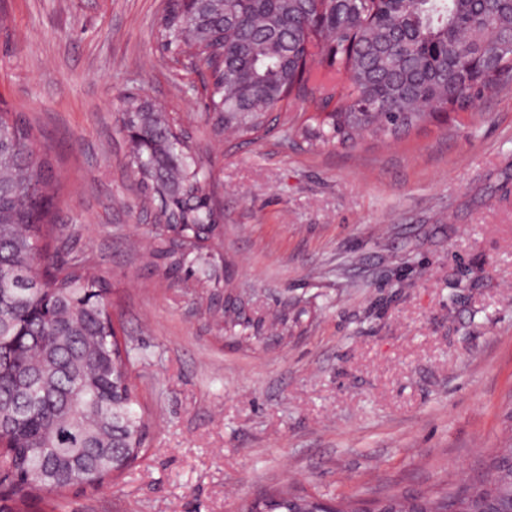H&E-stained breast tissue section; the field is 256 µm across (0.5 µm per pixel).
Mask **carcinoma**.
<instances>
[{
  "mask_svg": "<svg viewBox=\"0 0 512 512\" xmlns=\"http://www.w3.org/2000/svg\"><path fill=\"white\" fill-rule=\"evenodd\" d=\"M213 67L212 132L253 137L269 112L308 100L306 119L281 126L311 150L368 134L401 139L438 115L462 118L483 96L512 89V0H166L157 33ZM343 77L336 85L324 77ZM120 121L143 208L174 223L152 227V255L186 288L212 279L209 173L199 148L166 113L130 98ZM59 186L50 149L22 115L0 108V512H33L39 493L62 512L65 493L101 489L146 448L133 383L138 356L112 321V289L89 257L52 248ZM512 512V446L488 455L484 476L393 496L372 512ZM239 512H361L344 499L275 489Z\"/></svg>",
  "mask_w": 512,
  "mask_h": 512,
  "instance_id": "1",
  "label": "carcinoma"
}]
</instances>
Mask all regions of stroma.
Returning a JSON list of instances; mask_svg holds the SVG:
<instances>
[{
  "label": "stroma",
  "instance_id": "stroma-1",
  "mask_svg": "<svg viewBox=\"0 0 512 512\" xmlns=\"http://www.w3.org/2000/svg\"><path fill=\"white\" fill-rule=\"evenodd\" d=\"M0 105L56 158L63 255L89 254L140 361L148 452L66 512H236L292 486L410 497L472 479L512 437V90L479 119L398 142L308 151L278 129L214 137L202 68L157 47L163 0H0ZM212 159L224 236L212 263L253 320L288 337L224 336L211 291L153 259L152 212L126 164L130 95Z\"/></svg>",
  "mask_w": 512,
  "mask_h": 512
}]
</instances>
